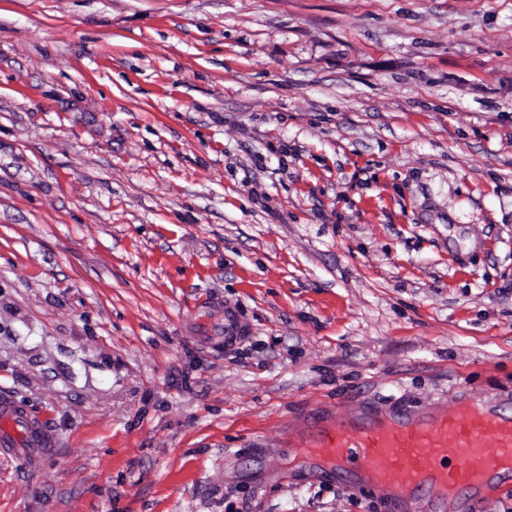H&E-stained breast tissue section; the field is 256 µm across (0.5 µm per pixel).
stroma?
I'll list each match as a JSON object with an SVG mask.
<instances>
[{
	"instance_id": "1",
	"label": "stroma",
	"mask_w": 512,
	"mask_h": 512,
	"mask_svg": "<svg viewBox=\"0 0 512 512\" xmlns=\"http://www.w3.org/2000/svg\"><path fill=\"white\" fill-rule=\"evenodd\" d=\"M0 392V512H387L296 443L512 413V0H0ZM0 446L5 453L13 457H21L29 453V448L37 452L52 451L57 440L46 422L38 417L29 421L16 411L10 398L2 394L0 411Z\"/></svg>"
}]
</instances>
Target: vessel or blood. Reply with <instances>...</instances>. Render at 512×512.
<instances>
[{
  "label": "vessel or blood",
  "mask_w": 512,
  "mask_h": 512,
  "mask_svg": "<svg viewBox=\"0 0 512 512\" xmlns=\"http://www.w3.org/2000/svg\"><path fill=\"white\" fill-rule=\"evenodd\" d=\"M56 446L44 420L0 399V447L8 455ZM298 446L321 474H349L365 488L386 490L390 512H409L416 495L429 490L445 501L496 476L512 480V414L485 403L356 421L336 413Z\"/></svg>",
  "instance_id": "obj_1"
}]
</instances>
